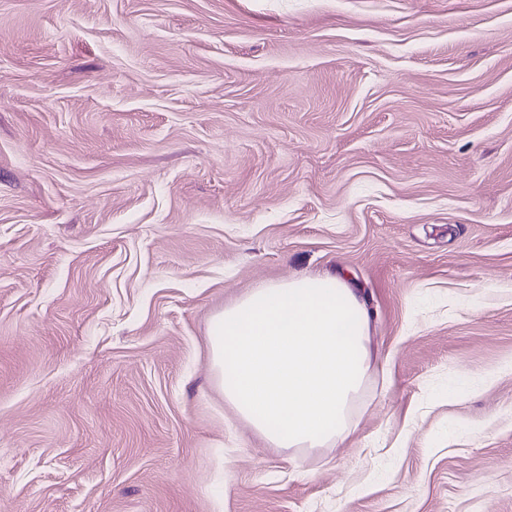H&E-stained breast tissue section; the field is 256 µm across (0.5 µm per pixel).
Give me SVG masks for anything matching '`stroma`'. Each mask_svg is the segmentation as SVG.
Here are the masks:
<instances>
[{"label": "stroma", "mask_w": 512, "mask_h": 512, "mask_svg": "<svg viewBox=\"0 0 512 512\" xmlns=\"http://www.w3.org/2000/svg\"><path fill=\"white\" fill-rule=\"evenodd\" d=\"M336 272L388 370L293 456L211 317ZM0 512H512V0H0Z\"/></svg>", "instance_id": "stroma-1"}]
</instances>
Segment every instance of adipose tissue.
<instances>
[{
  "label": "adipose tissue",
  "instance_id": "obj_1",
  "mask_svg": "<svg viewBox=\"0 0 512 512\" xmlns=\"http://www.w3.org/2000/svg\"><path fill=\"white\" fill-rule=\"evenodd\" d=\"M371 321L364 297L339 276L253 289L212 319L214 385L273 447L344 443L375 359Z\"/></svg>",
  "mask_w": 512,
  "mask_h": 512
}]
</instances>
